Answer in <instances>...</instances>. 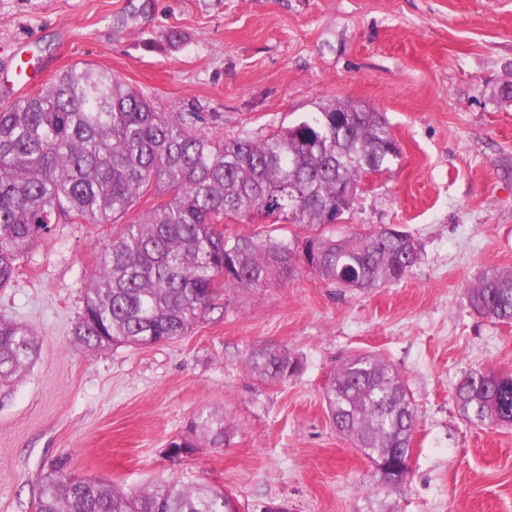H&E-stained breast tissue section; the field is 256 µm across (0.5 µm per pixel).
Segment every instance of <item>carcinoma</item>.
Segmentation results:
<instances>
[{"instance_id": "carcinoma-1", "label": "carcinoma", "mask_w": 512, "mask_h": 512, "mask_svg": "<svg viewBox=\"0 0 512 512\" xmlns=\"http://www.w3.org/2000/svg\"><path fill=\"white\" fill-rule=\"evenodd\" d=\"M201 112H161L111 70L77 63L36 93L0 104V289L55 224H117L84 290L73 336L86 350L142 348L185 335L220 290L257 291L304 266L321 280L366 289L401 281L419 258L400 230L322 233L341 183L391 172L400 157L386 118L358 103L333 102L311 118L265 135L215 138ZM158 196L137 218L142 197ZM293 225L226 233L232 218ZM480 315L512 322V271H484L468 288ZM36 351L22 324L0 319V383L27 369ZM249 364L260 380L299 374L286 348H261ZM453 398L467 422L512 425V375L465 373ZM323 401L336 431L378 469L380 482H407L417 409L394 367L373 355L343 362ZM229 443L224 420L207 425ZM233 496L175 481L128 494L56 465L40 479L35 512H226Z\"/></svg>"}]
</instances>
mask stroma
Listing matches in <instances>:
<instances>
[{
    "label": "stroma",
    "mask_w": 512,
    "mask_h": 512,
    "mask_svg": "<svg viewBox=\"0 0 512 512\" xmlns=\"http://www.w3.org/2000/svg\"><path fill=\"white\" fill-rule=\"evenodd\" d=\"M79 61L161 111L204 112L216 137L291 126L331 100L383 113L401 157L325 232L398 226L421 257L365 291L301 268L218 296L175 341L89 352L72 329L120 227L54 225L0 290V317L41 345L0 386V512H35L37 479L61 460L127 492L221 487L240 512H512V426L469 424L453 400L466 371L512 373V323L468 302L481 271L512 270V104L495 97L512 81V0H0V77L36 62L47 81ZM260 347L291 350L301 372L258 380ZM364 353L395 367L418 408L398 487L379 484L325 412L328 377ZM219 418L228 446L192 433ZM187 436L195 450L172 459Z\"/></svg>",
    "instance_id": "1"
}]
</instances>
